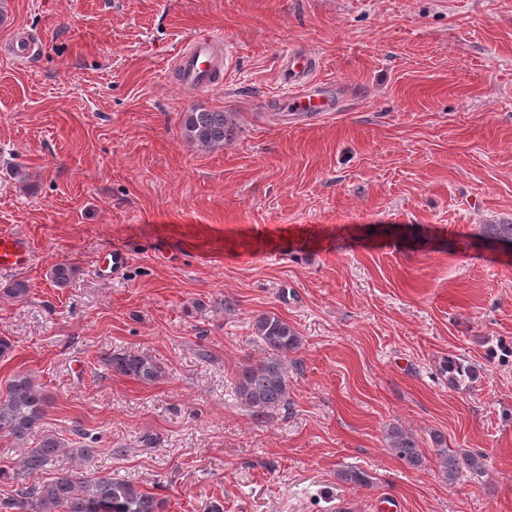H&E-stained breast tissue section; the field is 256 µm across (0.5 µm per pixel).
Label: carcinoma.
Wrapping results in <instances>:
<instances>
[{
    "mask_svg": "<svg viewBox=\"0 0 512 512\" xmlns=\"http://www.w3.org/2000/svg\"><path fill=\"white\" fill-rule=\"evenodd\" d=\"M181 131L187 142L219 150L235 140L238 126L229 112L194 108L183 114ZM475 239L477 247L494 246L512 252V222L480 224ZM252 333L266 356L258 360L246 358L238 367L233 389L236 400L261 420L288 400V359L300 349L301 337L288 320L273 311L254 317ZM101 359L113 371L146 384L163 374L160 362L145 353L106 352ZM444 370L457 387H470L484 374L483 368L453 357L448 358ZM50 405V396L28 373L13 376L6 396L0 398V435L9 437L22 450L9 475L17 489L14 495L0 499V512H165L166 500L126 479L95 472L79 476L60 472L49 480L34 481L64 452L85 468L97 455L95 448H69L55 434L42 430ZM385 439L399 460L412 468L424 466L420 441L414 434L393 425L387 429ZM432 442L437 448L442 481L452 484L465 473L475 478L485 474V454H459L448 448L446 437L439 432L432 435ZM338 477L355 485L370 483L369 475L360 469L343 470Z\"/></svg>",
    "mask_w": 512,
    "mask_h": 512,
    "instance_id": "obj_1",
    "label": "carcinoma"
}]
</instances>
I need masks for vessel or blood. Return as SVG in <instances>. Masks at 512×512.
Listing matches in <instances>:
<instances>
[{"mask_svg": "<svg viewBox=\"0 0 512 512\" xmlns=\"http://www.w3.org/2000/svg\"><path fill=\"white\" fill-rule=\"evenodd\" d=\"M214 36L194 38L189 46L176 56L174 67L183 85L206 91L215 87ZM318 61L308 52H289L286 68L293 92L287 97L275 99V106L285 112L310 115L317 112H332L336 109L337 88L330 83L315 82L312 72ZM32 259V246L24 234L0 235V269H15L26 266Z\"/></svg>", "mask_w": 512, "mask_h": 512, "instance_id": "b4317fda", "label": "vessel or blood"}]
</instances>
